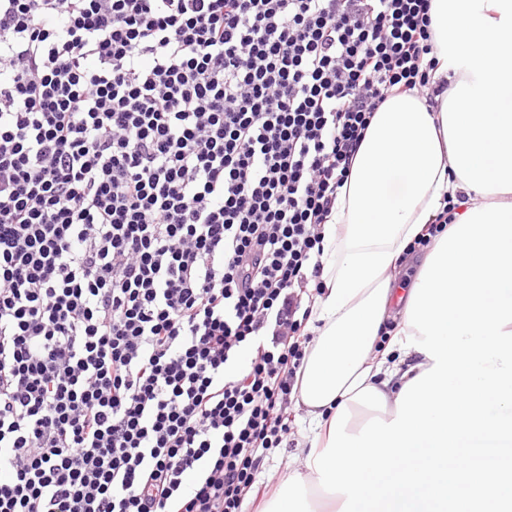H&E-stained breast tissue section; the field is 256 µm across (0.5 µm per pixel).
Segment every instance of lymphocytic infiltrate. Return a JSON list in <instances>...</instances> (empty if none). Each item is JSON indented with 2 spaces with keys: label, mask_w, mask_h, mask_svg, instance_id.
Listing matches in <instances>:
<instances>
[{
  "label": "lymphocytic infiltrate",
  "mask_w": 512,
  "mask_h": 512,
  "mask_svg": "<svg viewBox=\"0 0 512 512\" xmlns=\"http://www.w3.org/2000/svg\"><path fill=\"white\" fill-rule=\"evenodd\" d=\"M430 0H0V512H246L320 226Z\"/></svg>",
  "instance_id": "lymphocytic-infiltrate-1"
}]
</instances>
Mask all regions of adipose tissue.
I'll return each instance as SVG.
<instances>
[{"label":"adipose tissue","mask_w":512,"mask_h":512,"mask_svg":"<svg viewBox=\"0 0 512 512\" xmlns=\"http://www.w3.org/2000/svg\"><path fill=\"white\" fill-rule=\"evenodd\" d=\"M430 17L449 87L435 107L402 94L375 112L322 226L293 393L305 468L269 512H309L312 487L336 512H512V202L484 201L512 193V0H431ZM449 203L452 224L429 234Z\"/></svg>","instance_id":"1"}]
</instances>
